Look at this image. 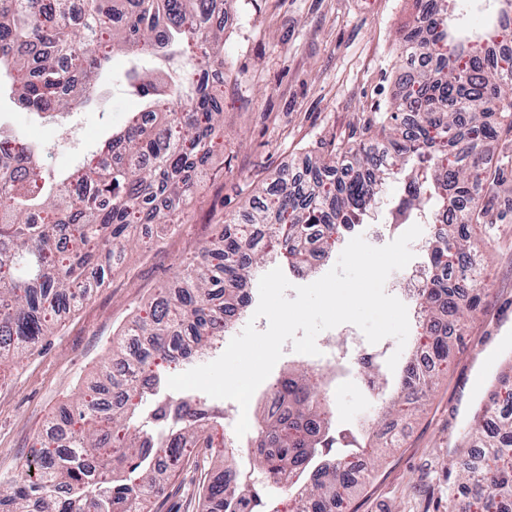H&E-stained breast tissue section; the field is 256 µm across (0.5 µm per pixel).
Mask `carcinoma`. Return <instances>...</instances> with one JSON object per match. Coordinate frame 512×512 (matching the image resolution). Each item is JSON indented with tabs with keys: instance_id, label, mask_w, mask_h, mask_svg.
Returning a JSON list of instances; mask_svg holds the SVG:
<instances>
[{
	"instance_id": "cac0c4a2",
	"label": "carcinoma",
	"mask_w": 512,
	"mask_h": 512,
	"mask_svg": "<svg viewBox=\"0 0 512 512\" xmlns=\"http://www.w3.org/2000/svg\"><path fill=\"white\" fill-rule=\"evenodd\" d=\"M416 15L402 53L429 55L434 65L410 76L404 129L396 112L379 117L383 140H366L322 159L288 181L282 172L256 198L249 223L258 232H224L202 248L201 260L183 266L176 292L165 291L121 335L148 337L133 354L130 378L113 376L93 393L81 392L62 420L71 444L53 433L15 472L0 475V512H147L150 499L172 477L169 458L190 459L201 444L221 458L203 490V508L258 512L259 493L215 441L224 410L199 392L161 395L160 363L193 368L224 332V316L244 312L253 272L268 259L305 268L306 246L332 247L331 238L363 223L376 205L390 171L402 195L396 222L429 213L426 250L432 274L418 296L427 323L407 361L378 388L375 422L418 410L419 393L439 375L421 358V345L440 364L449 342L463 330L458 295L484 291L465 265L474 248L473 226L487 223L478 192L484 160L501 133L512 132V57L488 61L479 45L508 36L512 0L498 9L481 34L457 28L448 0H415ZM217 0H0V71L12 97L30 112H71L84 105L113 55L177 60L162 78L126 72L130 87L147 100L145 111L162 117L149 126L131 117L105 144L124 163L99 170L96 155L68 174L44 171L42 145L22 131H0V366L19 362L53 332L60 310L89 299L91 283L104 282L139 224H161L160 195L186 200L192 172L206 156L224 149L223 91L210 87V72L224 71V26L204 27ZM502 113L503 124L487 115ZM318 372L296 368L275 384L263 425L251 443L259 471L279 483L291 468L308 477L292 492L300 512H336L355 496L377 459L353 441L352 450L330 455L336 444L329 403L317 389ZM471 446L460 462L461 489L481 512H512V399L497 406L496 394L478 413Z\"/></svg>"
}]
</instances>
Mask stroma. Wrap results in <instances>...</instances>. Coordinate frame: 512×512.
<instances>
[{
	"mask_svg": "<svg viewBox=\"0 0 512 512\" xmlns=\"http://www.w3.org/2000/svg\"><path fill=\"white\" fill-rule=\"evenodd\" d=\"M412 0H227L224 7V149L198 167L197 188L170 221L136 229L105 284L79 310L61 315L20 364L0 366V473L38 449L50 419L77 393L102 382L99 367L124 360L114 335L147 310L159 288L172 287L184 262L221 236L230 218L250 209L259 188L305 160L326 157L366 137H379L375 117L404 100L397 77L407 67L399 49L411 27ZM124 58L104 73L81 115L85 139L66 155L43 153L49 170H75L99 151L143 105L123 77ZM512 133L501 135L486 167L481 195L496 217L471 261L489 284L466 313L446 372L400 419L397 447L387 449L361 491L340 512H448L458 483L460 432L487 402L499 379H512ZM489 368L481 389L473 374ZM335 427L353 432L372 400L357 380L335 375L328 388ZM209 449H194L151 504V512H202Z\"/></svg>",
	"mask_w": 512,
	"mask_h": 512,
	"instance_id": "1",
	"label": "stroma"
}]
</instances>
